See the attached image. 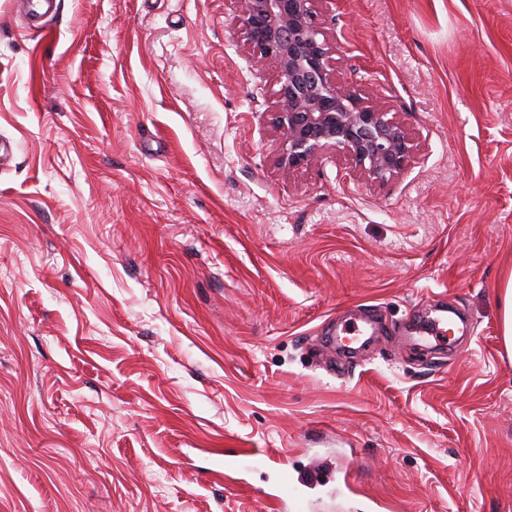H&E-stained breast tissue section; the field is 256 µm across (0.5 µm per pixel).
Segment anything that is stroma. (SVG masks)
Here are the masks:
<instances>
[{"mask_svg":"<svg viewBox=\"0 0 512 512\" xmlns=\"http://www.w3.org/2000/svg\"><path fill=\"white\" fill-rule=\"evenodd\" d=\"M331 75L417 144L274 166L229 0H0V512H512V0H336ZM441 299L473 339L406 334ZM377 308L357 358L319 336ZM239 448L269 467L209 470ZM503 302V344L506 355L512 361V276L509 277L502 295Z\"/></svg>","mask_w":512,"mask_h":512,"instance_id":"35a3bbf8","label":"stroma"}]
</instances>
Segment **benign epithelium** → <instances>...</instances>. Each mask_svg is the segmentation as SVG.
Instances as JSON below:
<instances>
[{
  "instance_id": "7a95c632",
  "label": "benign epithelium",
  "mask_w": 512,
  "mask_h": 512,
  "mask_svg": "<svg viewBox=\"0 0 512 512\" xmlns=\"http://www.w3.org/2000/svg\"><path fill=\"white\" fill-rule=\"evenodd\" d=\"M234 2L246 45L280 77L270 123L279 139L275 165L282 179L291 180L329 150L372 182L401 176L412 158V140L390 116L385 96H365L329 77L331 44L317 22V0Z\"/></svg>"
}]
</instances>
